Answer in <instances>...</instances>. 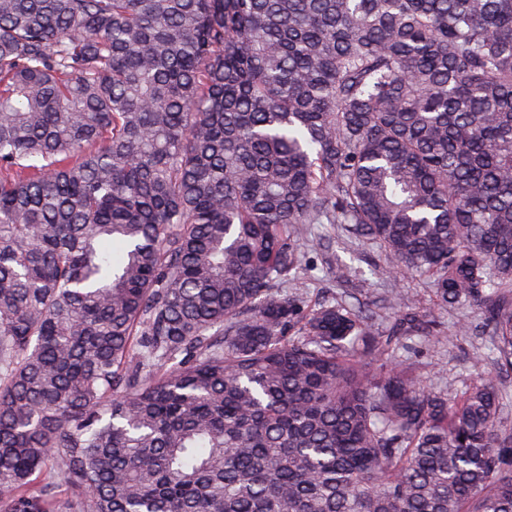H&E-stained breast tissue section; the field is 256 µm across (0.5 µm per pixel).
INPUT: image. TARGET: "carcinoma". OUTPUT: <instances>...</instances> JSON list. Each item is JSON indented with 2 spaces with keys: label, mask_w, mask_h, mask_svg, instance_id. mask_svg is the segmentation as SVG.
<instances>
[{
  "label": "carcinoma",
  "mask_w": 512,
  "mask_h": 512,
  "mask_svg": "<svg viewBox=\"0 0 512 512\" xmlns=\"http://www.w3.org/2000/svg\"><path fill=\"white\" fill-rule=\"evenodd\" d=\"M305 224L512 372V0H0V512H512L496 381L288 291ZM312 234L321 235L323 245L309 249L310 270L297 288L306 292L311 305L336 296L343 291L354 292L369 304L380 306L393 290H400L412 299L409 306L421 317L433 316L443 329L439 343L427 341L426 336H413L409 341L413 350L400 355L416 368V373L428 388L451 394L462 382L476 381L488 375L495 376L504 390L512 393V374L498 375L491 364L479 365L475 356H488L489 339L482 332V314L476 305L438 309L434 305L431 285L426 278L412 272H385L391 266L388 256L379 248L344 237L337 224H305ZM336 259L351 264L346 283L334 282L328 274L326 261ZM469 317L472 329L468 335L456 332L458 320Z\"/></svg>",
  "instance_id": "carcinoma-1"
}]
</instances>
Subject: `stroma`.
Returning <instances> with one entry per match:
<instances>
[{
    "label": "stroma",
    "instance_id": "obj_1",
    "mask_svg": "<svg viewBox=\"0 0 512 512\" xmlns=\"http://www.w3.org/2000/svg\"><path fill=\"white\" fill-rule=\"evenodd\" d=\"M311 230L321 236L322 243L310 249V269L299 284L310 304L351 291L364 302L377 305L392 291H401L411 298L417 315L434 317L443 329L440 342L428 341L423 336L410 341L407 358L428 388L451 392L463 382L495 375L492 365H480L475 360L476 355L489 352V339L482 332V314L476 305L437 308L428 280L412 272H389L390 260L379 248L347 239L334 224H315ZM331 256L350 264L347 282L333 281L326 265ZM464 317L471 320L472 329L469 334L461 335L456 328L459 319ZM495 377L504 390L512 393V374Z\"/></svg>",
    "mask_w": 512,
    "mask_h": 512
}]
</instances>
